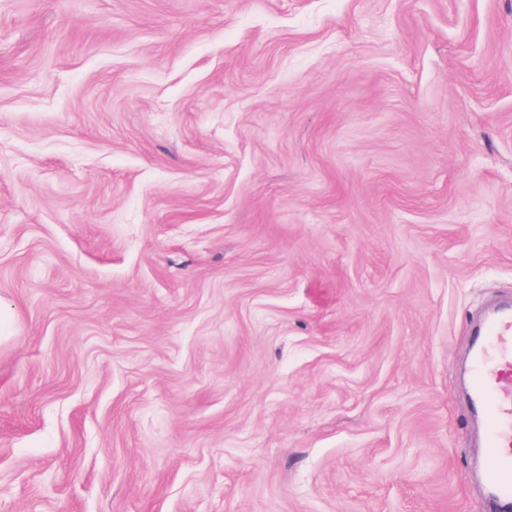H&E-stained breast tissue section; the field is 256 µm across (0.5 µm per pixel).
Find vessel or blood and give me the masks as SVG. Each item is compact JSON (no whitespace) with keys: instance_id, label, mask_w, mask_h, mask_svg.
Wrapping results in <instances>:
<instances>
[{"instance_id":"vessel-or-blood-1","label":"vessel or blood","mask_w":512,"mask_h":512,"mask_svg":"<svg viewBox=\"0 0 512 512\" xmlns=\"http://www.w3.org/2000/svg\"><path fill=\"white\" fill-rule=\"evenodd\" d=\"M470 398L485 414L487 497L512 512V305L498 307L478 330L470 363Z\"/></svg>"}]
</instances>
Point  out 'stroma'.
Returning a JSON list of instances; mask_svg holds the SVG:
<instances>
[{
  "label": "stroma",
  "mask_w": 512,
  "mask_h": 512,
  "mask_svg": "<svg viewBox=\"0 0 512 512\" xmlns=\"http://www.w3.org/2000/svg\"><path fill=\"white\" fill-rule=\"evenodd\" d=\"M512 0H0V512H490Z\"/></svg>",
  "instance_id": "1"
}]
</instances>
